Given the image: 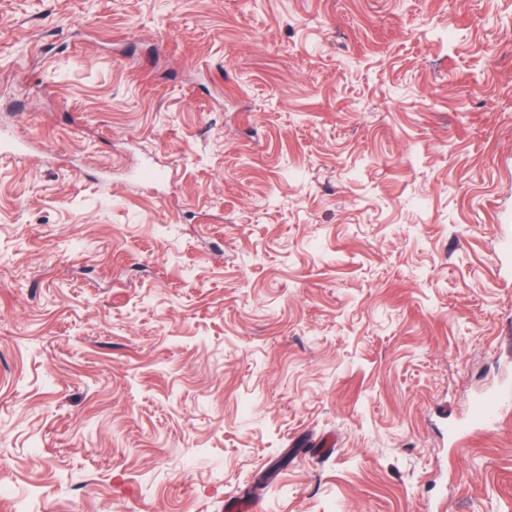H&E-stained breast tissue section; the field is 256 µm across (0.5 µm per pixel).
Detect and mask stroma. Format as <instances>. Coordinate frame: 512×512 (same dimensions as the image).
I'll use <instances>...</instances> for the list:
<instances>
[{"label": "stroma", "instance_id": "35a3bbf8", "mask_svg": "<svg viewBox=\"0 0 512 512\" xmlns=\"http://www.w3.org/2000/svg\"><path fill=\"white\" fill-rule=\"evenodd\" d=\"M0 127V512H512V0H0ZM511 402L512 391L510 389L493 392L476 407L472 420L482 425H489L494 421L498 410Z\"/></svg>", "mask_w": 512, "mask_h": 512}]
</instances>
